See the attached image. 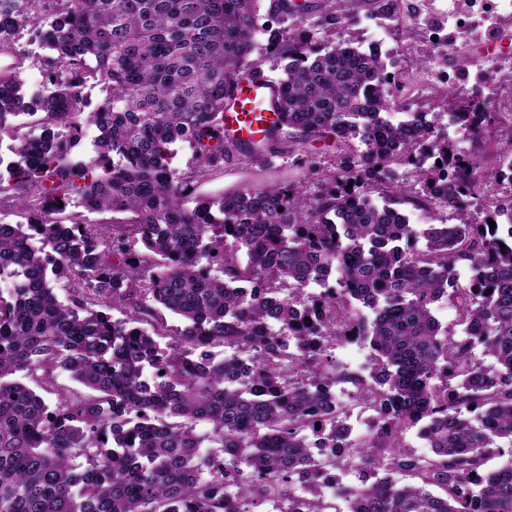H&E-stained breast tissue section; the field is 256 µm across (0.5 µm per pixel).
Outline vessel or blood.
<instances>
[{"mask_svg": "<svg viewBox=\"0 0 512 512\" xmlns=\"http://www.w3.org/2000/svg\"><path fill=\"white\" fill-rule=\"evenodd\" d=\"M274 86L261 69L252 68L237 86L224 113V124L236 139L251 143L264 139L279 126L272 106Z\"/></svg>", "mask_w": 512, "mask_h": 512, "instance_id": "b4317fda", "label": "vessel or blood"}]
</instances>
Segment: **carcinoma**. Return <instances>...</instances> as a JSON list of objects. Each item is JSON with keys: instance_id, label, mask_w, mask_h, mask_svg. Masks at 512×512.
<instances>
[{"instance_id": "cac0c4a2", "label": "carcinoma", "mask_w": 512, "mask_h": 512, "mask_svg": "<svg viewBox=\"0 0 512 512\" xmlns=\"http://www.w3.org/2000/svg\"><path fill=\"white\" fill-rule=\"evenodd\" d=\"M12 2L0 54L28 29L45 74L69 78L42 99L21 66L0 71V143L14 155L0 195L27 214L0 222V512H512V248L499 244L512 222L485 221L501 155L474 158L425 112L389 120L380 54L334 40L357 0H270L265 16L260 0ZM259 30L284 62L280 129L246 147L224 111ZM89 78L106 88L90 112ZM472 110L474 139L512 141L467 99L448 120ZM87 123L92 156L76 153ZM319 141L343 155L336 170L308 153ZM286 142L300 154L285 174ZM238 155L275 175L199 191ZM394 163L413 184L372 179ZM73 193L116 217L53 220ZM403 205L433 223H407ZM340 264L336 287L308 291ZM441 295L452 327L434 314ZM353 336L374 359L366 379L329 358ZM57 370L80 389L50 401L37 387ZM340 384L376 413L360 439ZM415 426L432 454L405 449ZM342 464L358 473L336 488L343 510L321 492Z\"/></svg>"}]
</instances>
